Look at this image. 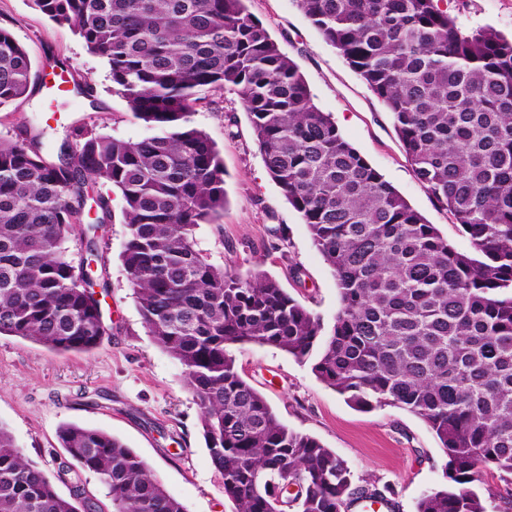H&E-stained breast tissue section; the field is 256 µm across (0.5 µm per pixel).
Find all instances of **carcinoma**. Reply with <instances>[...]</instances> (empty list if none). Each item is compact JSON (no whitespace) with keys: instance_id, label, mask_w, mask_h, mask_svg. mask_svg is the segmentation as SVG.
Returning <instances> with one entry per match:
<instances>
[{"instance_id":"cac0c4a2","label":"carcinoma","mask_w":512,"mask_h":512,"mask_svg":"<svg viewBox=\"0 0 512 512\" xmlns=\"http://www.w3.org/2000/svg\"><path fill=\"white\" fill-rule=\"evenodd\" d=\"M324 41L391 113L416 179L469 236L461 252L409 205L313 103L247 0H34L103 58L149 131L129 141L77 126L56 157L42 134L0 139V334L88 352L106 329L68 241L99 255L120 192L121 260L154 342L182 366L203 437L236 512H347L383 491L289 430L239 373L233 345L300 361L353 406L400 407L436 435L447 483L416 512H489L487 474L512 484V38L462 31L440 0H295ZM32 63L0 27V108L26 95ZM248 114L271 179L330 267V327L260 273L209 263L195 229L224 209V167L194 125L208 92ZM57 492L0 427V512H106L79 478H99L112 512H184L120 439L67 424ZM299 486L274 504L273 488Z\"/></svg>"}]
</instances>
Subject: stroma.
Returning <instances> with one entry per match:
<instances>
[{"mask_svg":"<svg viewBox=\"0 0 512 512\" xmlns=\"http://www.w3.org/2000/svg\"><path fill=\"white\" fill-rule=\"evenodd\" d=\"M442 6L463 29L490 26L512 33V0H443ZM248 8L296 64L314 103L332 115L346 140L453 246L469 250L468 235L417 181L391 114L294 0H248ZM0 26L26 49L35 74L27 95L0 109V138L29 126L57 142L75 126L125 140L146 136L113 87L105 61L54 25L33 0H0ZM192 120L219 151L226 192L218 218L196 230L198 249L216 267L276 279L331 324L339 307L336 280L269 176L237 96L207 93ZM109 198L112 217L98 231L108 283L102 298L107 333L91 351L64 353L0 335V425L48 476H55L56 460L65 454L60 427L76 423L108 432L134 450L184 512H235L224 477L210 461L182 368L142 322L120 258L127 234L123 201L115 190ZM232 353L240 374L289 429L315 437L344 459L355 485L388 489L393 512H415L421 495L443 484L446 458L439 442L411 413L360 410L321 382L311 362L279 349L250 344Z\"/></svg>","mask_w":512,"mask_h":512,"instance_id":"stroma-1","label":"stroma"}]
</instances>
